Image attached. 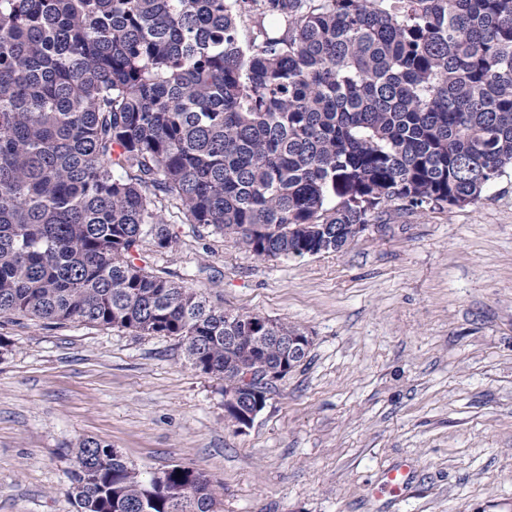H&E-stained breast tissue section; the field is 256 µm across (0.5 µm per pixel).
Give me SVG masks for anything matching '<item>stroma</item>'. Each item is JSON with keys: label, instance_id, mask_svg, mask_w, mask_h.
Returning a JSON list of instances; mask_svg holds the SVG:
<instances>
[{"label": "stroma", "instance_id": "stroma-1", "mask_svg": "<svg viewBox=\"0 0 512 512\" xmlns=\"http://www.w3.org/2000/svg\"><path fill=\"white\" fill-rule=\"evenodd\" d=\"M149 268L304 327L245 433L175 336L0 319V512H75L73 450L204 472L221 512H512V171L451 210L389 207L344 252L261 258L174 224ZM407 466L398 495H376Z\"/></svg>", "mask_w": 512, "mask_h": 512}]
</instances>
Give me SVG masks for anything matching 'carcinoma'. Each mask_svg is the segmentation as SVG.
<instances>
[{"mask_svg":"<svg viewBox=\"0 0 512 512\" xmlns=\"http://www.w3.org/2000/svg\"><path fill=\"white\" fill-rule=\"evenodd\" d=\"M509 169L512 0H0V318L179 336L228 400L305 329L149 270L145 239L177 217L258 257L339 252ZM74 454L76 512H215L194 467Z\"/></svg>","mask_w":512,"mask_h":512,"instance_id":"cac0c4a2","label":"carcinoma"}]
</instances>
